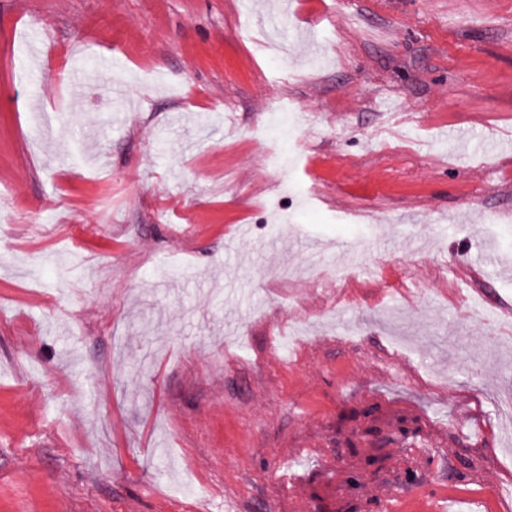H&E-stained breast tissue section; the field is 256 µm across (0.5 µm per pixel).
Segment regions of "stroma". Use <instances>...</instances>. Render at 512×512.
Listing matches in <instances>:
<instances>
[{
	"mask_svg": "<svg viewBox=\"0 0 512 512\" xmlns=\"http://www.w3.org/2000/svg\"><path fill=\"white\" fill-rule=\"evenodd\" d=\"M279 3L0 0V512H512V0Z\"/></svg>",
	"mask_w": 512,
	"mask_h": 512,
	"instance_id": "obj_1",
	"label": "stroma"
}]
</instances>
